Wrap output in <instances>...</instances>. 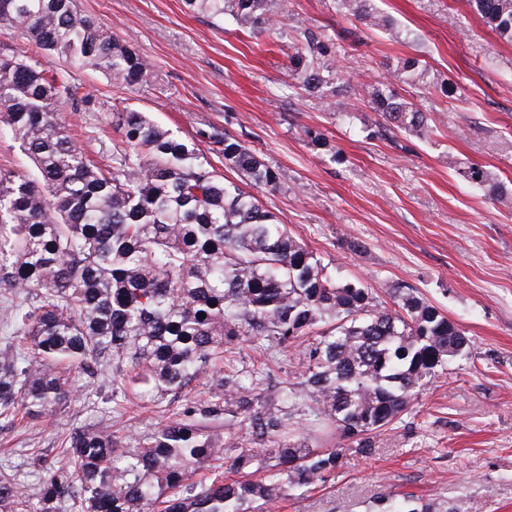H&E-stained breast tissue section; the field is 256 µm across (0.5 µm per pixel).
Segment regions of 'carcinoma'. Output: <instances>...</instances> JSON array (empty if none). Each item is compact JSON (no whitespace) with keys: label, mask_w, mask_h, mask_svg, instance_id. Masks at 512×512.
Here are the masks:
<instances>
[{"label":"carcinoma","mask_w":512,"mask_h":512,"mask_svg":"<svg viewBox=\"0 0 512 512\" xmlns=\"http://www.w3.org/2000/svg\"><path fill=\"white\" fill-rule=\"evenodd\" d=\"M337 3L371 27L393 25L370 0ZM469 3L512 43V0ZM183 4L254 34L280 25L278 0ZM0 26L21 29L48 61L100 71L117 86L153 78L148 61L75 0H0ZM331 54L332 43L307 28L291 63L303 90L341 113ZM396 71L414 79L419 61L401 58ZM368 95L388 127L430 131L427 113L387 84ZM79 99L40 61L0 53V128L37 170L0 169V298L16 304L10 354L0 359V421L66 406L79 386L64 368L90 380L112 374L114 404L129 390L157 403L199 385L207 396L134 448L103 424L74 428L41 484L40 512H274L288 490L335 478L346 452L371 454L373 439L467 352L465 332L413 291L386 289L387 307L336 282L273 212L145 113L113 106L112 163L92 162L60 114ZM199 136L252 186L277 188L278 173L246 143ZM464 176L512 202L483 167ZM249 340L274 363L298 347L299 381L233 365L228 355ZM318 430L336 447H310ZM226 464L237 478H224ZM26 503L24 485L0 470V512H28ZM377 507L448 512L413 493L382 494Z\"/></svg>","instance_id":"obj_1"}]
</instances>
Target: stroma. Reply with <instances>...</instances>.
I'll return each mask as SVG.
<instances>
[{"instance_id":"35a3bbf8","label":"stroma","mask_w":512,"mask_h":512,"mask_svg":"<svg viewBox=\"0 0 512 512\" xmlns=\"http://www.w3.org/2000/svg\"><path fill=\"white\" fill-rule=\"evenodd\" d=\"M150 63L143 87L53 62L85 102L64 105L68 134L100 161L112 150V107L147 113L219 159L198 131L245 142L276 170L277 189H255L291 234L337 279L376 294L410 288L468 335L395 429L367 456L346 455L335 479L278 512H371L383 490L412 492L473 512H512V207L463 175L485 165L512 190V45L483 25L465 0H372L394 27L344 17L336 0H283L281 30L252 38L231 22L185 12L182 0H77ZM336 45L330 66L349 83L345 115L302 90L289 57L304 28ZM420 60L423 78L397 77L398 58ZM379 81L418 103L432 133L386 128L365 86ZM451 94H442V87ZM181 409L132 397L112 403V378L83 383L76 400L0 427V469L14 473L37 512L46 473L73 428L103 421L123 439L143 438Z\"/></svg>"}]
</instances>
